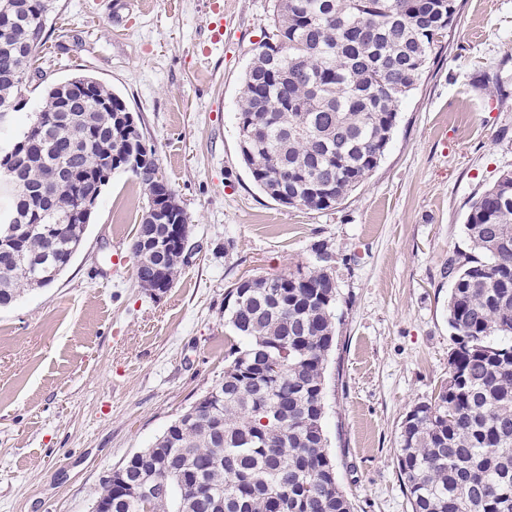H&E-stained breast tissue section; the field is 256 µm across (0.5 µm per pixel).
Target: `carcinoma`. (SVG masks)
I'll return each mask as SVG.
<instances>
[{"label": "carcinoma", "instance_id": "cac0c4a2", "mask_svg": "<svg viewBox=\"0 0 512 512\" xmlns=\"http://www.w3.org/2000/svg\"><path fill=\"white\" fill-rule=\"evenodd\" d=\"M0 26V103L25 97L46 36L32 31L53 0H10ZM462 0H273L271 32L248 65L236 108L240 157L254 184L279 204L327 210L378 167L403 100L420 84ZM127 106L106 86L70 96L67 110L45 90L37 112L56 120L31 135L17 159L18 182L0 190V237L20 225L63 224L50 246L20 238L0 251V307L23 287L43 288L75 256L85 224L72 178L93 193L106 160L126 152ZM146 191L136 238L189 230L183 208L159 220L158 163L127 165ZM471 252L448 258V382L402 422L397 468L412 512H512V171L470 207ZM149 290L172 287L181 261L139 255ZM305 271L243 280L225 296L224 321L242 345L224 357L214 416L176 419L157 439L162 453L132 456L130 479L148 472L167 485L161 501L130 500L103 482L112 512H352L329 477L334 463L320 436L326 360L336 340L335 255L312 248Z\"/></svg>", "mask_w": 512, "mask_h": 512}]
</instances>
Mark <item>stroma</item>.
I'll use <instances>...</instances> for the list:
<instances>
[{
    "label": "stroma",
    "instance_id": "stroma-1",
    "mask_svg": "<svg viewBox=\"0 0 512 512\" xmlns=\"http://www.w3.org/2000/svg\"><path fill=\"white\" fill-rule=\"evenodd\" d=\"M271 12L56 0L30 99L75 74L119 95L195 248L171 288H140L130 244L147 196L118 172L66 270L0 308V512H91L103 475L222 380L228 289L296 271L319 241L337 254L324 418L337 482L353 512H411L398 437L448 379V257L468 251L472 201L512 171V0H463L377 169L322 211L279 205L240 160L236 101Z\"/></svg>",
    "mask_w": 512,
    "mask_h": 512
}]
</instances>
